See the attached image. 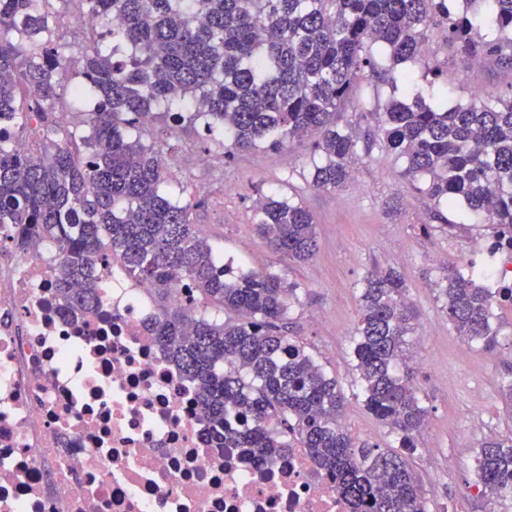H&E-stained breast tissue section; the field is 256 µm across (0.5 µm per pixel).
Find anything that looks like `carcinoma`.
I'll return each instance as SVG.
<instances>
[{
  "mask_svg": "<svg viewBox=\"0 0 512 512\" xmlns=\"http://www.w3.org/2000/svg\"><path fill=\"white\" fill-rule=\"evenodd\" d=\"M78 12L97 24L71 36L51 27ZM434 26L445 46L512 70V0H0V224L19 225L29 245L60 243L57 288L72 307L98 304L103 258L147 282L153 336L209 420L248 416L230 443L261 459L308 449L352 512L428 506L405 454L355 441L338 381L287 335L299 284L272 269L226 279L191 205L166 190L172 163L148 131L201 129L224 140L227 158L318 133L309 178L319 190L348 183L359 153L377 147L405 161L402 176L435 206L512 238V94L427 101L409 65ZM366 70L400 96L377 129L360 131L336 114ZM255 230L292 262L314 255L313 217L289 197H260ZM178 276L193 286V318L168 303ZM441 282L459 335L496 347V299L477 270L448 268ZM359 310L352 353L365 407L409 450L428 408L407 367L415 314L403 276L368 271ZM477 478L492 502L512 501L511 436L485 442Z\"/></svg>",
  "mask_w": 512,
  "mask_h": 512,
  "instance_id": "1",
  "label": "carcinoma"
}]
</instances>
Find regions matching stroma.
I'll return each mask as SVG.
<instances>
[{"label":"stroma","instance_id":"1","mask_svg":"<svg viewBox=\"0 0 512 512\" xmlns=\"http://www.w3.org/2000/svg\"><path fill=\"white\" fill-rule=\"evenodd\" d=\"M432 60L413 67L421 88L449 105L467 102L476 91L512 93V70L495 59L479 62L447 51L441 28L429 31ZM448 71L434 81V67ZM179 165L169 184L192 205L190 218L233 272L274 268L300 284L289 335L295 336L336 376L347 402L343 417L351 434L381 448L400 444L397 433L365 407L351 356L358 322L359 283L371 268L402 273L416 315L409 336L408 366L429 410L428 423L415 437L410 462L431 512H512V502L491 504L476 493V458L489 435H512L505 412L504 379L512 378V308L497 309L499 343L491 350L477 343L461 349V337L438 298L446 267L462 266L475 239L491 237L486 224L470 223L464 211L443 209L448 230L433 229V201L402 177V159L373 150L360 156L344 187L323 191L308 186L310 143L278 150L260 149L225 158L223 146L203 132L175 136L152 129ZM207 154L208 166H194L190 155ZM293 194L310 210L316 224L317 250L302 265L279 260L255 232V201L263 194ZM481 404V419L470 410Z\"/></svg>","mask_w":512,"mask_h":512}]
</instances>
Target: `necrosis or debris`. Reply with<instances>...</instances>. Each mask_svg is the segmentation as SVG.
<instances>
[{
    "mask_svg": "<svg viewBox=\"0 0 512 512\" xmlns=\"http://www.w3.org/2000/svg\"><path fill=\"white\" fill-rule=\"evenodd\" d=\"M16 238L0 225V512H349L306 449L259 463L225 444L145 327L148 283L104 260L98 308L70 312L59 246ZM466 263L512 301V243Z\"/></svg>",
    "mask_w": 512,
    "mask_h": 512,
    "instance_id": "4bbe7bcc",
    "label": "necrosis or debris"
}]
</instances>
